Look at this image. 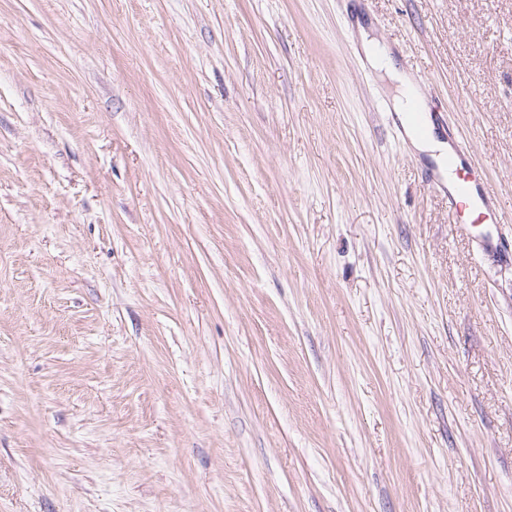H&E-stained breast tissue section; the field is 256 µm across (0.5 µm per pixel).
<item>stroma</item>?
I'll use <instances>...</instances> for the list:
<instances>
[{
    "mask_svg": "<svg viewBox=\"0 0 512 512\" xmlns=\"http://www.w3.org/2000/svg\"><path fill=\"white\" fill-rule=\"evenodd\" d=\"M512 0H0V512H512ZM363 41L372 67L386 74L396 84L393 97L395 111L406 112V126L401 121L395 123L399 143L402 140H413L419 150L443 155L438 160L432 159L425 171L431 189L447 199L449 224H454L462 235L471 232L473 224L464 218L465 202L472 209L480 211L476 220L481 219V224H511V199L507 203L493 189L488 177L478 167L474 153L466 146L463 148L459 145L457 133L448 127V143L436 135L428 137L433 132L436 134L433 112L419 106L420 98L423 99L428 92V83L418 84L411 92V105L408 110L405 103V75L395 68L389 52L381 44L368 39L367 35H363Z\"/></svg>",
    "mask_w": 512,
    "mask_h": 512,
    "instance_id": "1",
    "label": "stroma"
}]
</instances>
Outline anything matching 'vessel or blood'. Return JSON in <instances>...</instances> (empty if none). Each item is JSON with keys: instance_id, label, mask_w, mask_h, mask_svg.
Here are the masks:
<instances>
[{"instance_id": "vessel-or-blood-1", "label": "vessel or blood", "mask_w": 512, "mask_h": 512, "mask_svg": "<svg viewBox=\"0 0 512 512\" xmlns=\"http://www.w3.org/2000/svg\"><path fill=\"white\" fill-rule=\"evenodd\" d=\"M427 93L426 84H418L411 93L412 103L406 114L405 124L397 125L398 140L425 139L435 132L432 112L419 104ZM448 153L431 161L426 168L431 189L446 198L448 221L461 234H469L472 225L464 218L465 208L478 210L486 224H511L512 202L505 201L492 187L488 177L478 167L470 149L461 147L456 133H449Z\"/></svg>"}]
</instances>
